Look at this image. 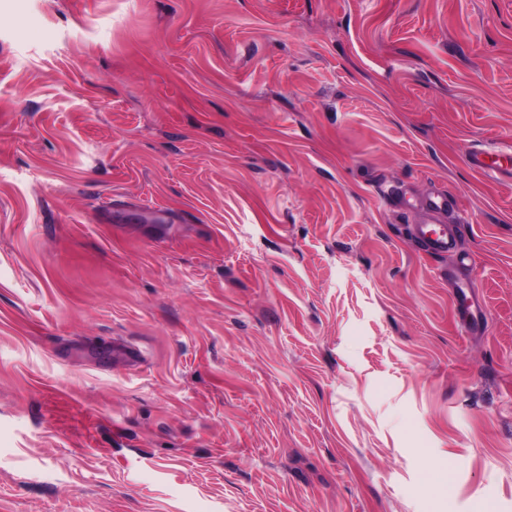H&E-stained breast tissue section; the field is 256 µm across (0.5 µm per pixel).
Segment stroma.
Masks as SVG:
<instances>
[{
	"mask_svg": "<svg viewBox=\"0 0 512 512\" xmlns=\"http://www.w3.org/2000/svg\"><path fill=\"white\" fill-rule=\"evenodd\" d=\"M509 144L512 0H0V512H512ZM448 197L446 195L430 197L421 207L424 223L438 224L437 227L424 235L426 249L432 254H444L452 251L456 246V236L448 232V227L440 219L439 215L448 211Z\"/></svg>",
	"mask_w": 512,
	"mask_h": 512,
	"instance_id": "35a3bbf8",
	"label": "stroma"
}]
</instances>
